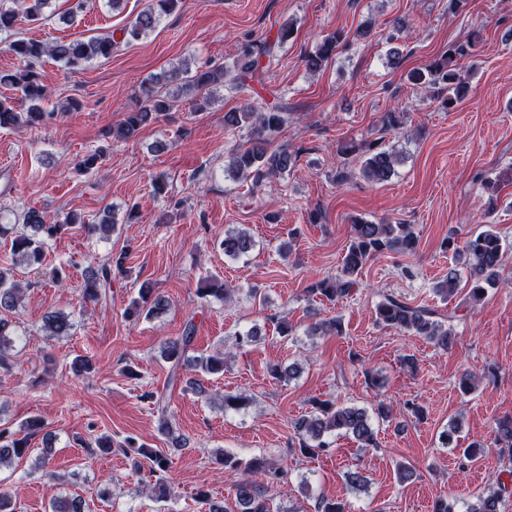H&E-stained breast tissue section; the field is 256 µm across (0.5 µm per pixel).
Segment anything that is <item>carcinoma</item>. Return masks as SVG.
Listing matches in <instances>:
<instances>
[{
    "label": "carcinoma",
    "mask_w": 512,
    "mask_h": 512,
    "mask_svg": "<svg viewBox=\"0 0 512 512\" xmlns=\"http://www.w3.org/2000/svg\"><path fill=\"white\" fill-rule=\"evenodd\" d=\"M180 0H149L128 25L123 28V41L129 44L138 41L150 33L161 22L163 16L171 14ZM52 0H13V5L5 6L0 0V33L11 32L19 16L30 22L43 19ZM293 33V26L285 24L279 27L276 39L260 43L248 41L243 43L230 66H206L194 71L175 67L159 76L149 78L142 83V103L135 112H128L120 124L108 132L111 137L129 140L139 131L157 121L170 111L181 95L193 99L194 108L202 112L209 106L213 88L232 82L233 89L243 91L248 88L247 81L264 72L262 59L274 57V48H281ZM347 41L344 31L338 30L325 37L315 50L305 56L306 67L311 71L322 68L331 60L337 49ZM479 35L473 34L465 42L448 49V51L423 68L413 69L408 79L414 84L438 89L442 109L446 112L455 110L466 96L468 90V63L478 56ZM116 45L110 36L91 37L87 40H57L51 44L40 41L16 38L7 45V50L19 61V67L0 76V83L10 85L18 92L19 98L0 99V129H16L44 125L53 116L73 112L80 107L76 98L52 112L44 110L43 103L47 97V88L41 79L39 64L44 58L63 64L66 68H76L94 59L112 56ZM288 110L282 105L259 109L247 103L239 110L224 113V128L237 130L245 126L253 129L251 145L232 153L225 163L224 172L233 181L251 182L257 186L264 180L281 175L293 169L297 157L286 150L268 149L269 137L279 132L288 122ZM345 155L359 154L364 157L360 174L367 180L383 184L395 173L396 165L402 154L394 148L387 149L382 142L372 140L356 143L354 141L342 146ZM117 223L115 212H106L97 224H90L76 214H71L62 223L56 222L43 210L29 208L22 215V225L0 224V238L10 240L11 262L14 265H26L37 268L43 265L49 242L59 234L78 228L84 233L102 239L109 237L112 227ZM418 240L408 224L358 223L352 225V237L346 252L342 256L340 271L334 277L315 281L308 288L312 295L320 296L329 302H336L350 294L357 285V277L364 266L372 259L385 253H414ZM224 255L239 258L254 247V241L244 230H236L224 235L220 243ZM445 250L452 251L457 261L463 263L469 271L470 288L466 301L477 304L484 297L487 289L499 284V270L506 245L499 232L492 226L470 236L462 247L448 239L443 242ZM124 256L116 261L94 262L85 267L81 293L84 301L97 303L111 287L113 272H122ZM458 273L456 268H448V275L434 286L435 293L445 300H451L457 293ZM24 288L14 280L13 271L0 268V312L13 313L20 306ZM197 295L204 299L224 301L228 299V290L224 283L216 279H205L197 288ZM170 304L165 296L149 288L139 289V299L131 302L125 309L127 318L145 314L156 318L169 310ZM378 323L398 329L437 346L448 347L451 331L445 322L435 317V312L420 306H412L394 297L387 296L376 308ZM43 329L46 336L60 340L72 335L74 323L63 312L51 311L43 317ZM196 326L194 318L186 321L181 336L164 342L161 358L169 363V382L175 384L180 380V371L190 368L205 375H215L224 371V356L190 355ZM22 341L17 323L7 317H0V372H12V351L16 343ZM143 398L154 401L158 412V431L167 438L169 447L176 451L189 445V440L176 433L171 424L168 403L152 392H145ZM293 428L297 434L298 451L306 457L327 455L331 451V442L327 437L333 433L351 437L361 448L377 447V435L371 417L364 408L355 405L340 404L335 400H314L311 409L298 418ZM41 438V467H46L53 448L54 436L46 431L44 422L33 417L20 425L17 430L9 423L0 420V467L13 458H21L31 452L30 443ZM495 442L500 453L512 456V418H505L497 423ZM121 452L132 459V467L139 471L143 464H148L151 476L155 477L156 486L165 487L166 474L171 458L164 452L141 444L134 437L128 436L119 446ZM224 466L242 469L244 477L236 484L235 505L230 508L220 501L212 499L201 488L196 499L204 512H301L294 508L285 511L273 505L270 492L288 485V469L269 467L258 458L242 462L232 456L224 457ZM512 492L502 478L489 485L479 493L473 503L466 507V512H504L505 495ZM49 512H84V501L79 496H65L50 502Z\"/></svg>",
    "instance_id": "1"
}]
</instances>
